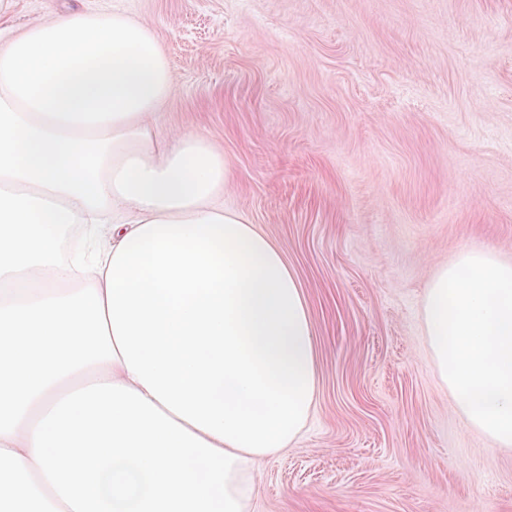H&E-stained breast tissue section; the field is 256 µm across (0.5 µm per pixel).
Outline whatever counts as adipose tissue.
<instances>
[{
    "instance_id": "adipose-tissue-1",
    "label": "adipose tissue",
    "mask_w": 512,
    "mask_h": 512,
    "mask_svg": "<svg viewBox=\"0 0 512 512\" xmlns=\"http://www.w3.org/2000/svg\"><path fill=\"white\" fill-rule=\"evenodd\" d=\"M171 90L143 19L0 33V512H252L314 406L304 286Z\"/></svg>"
}]
</instances>
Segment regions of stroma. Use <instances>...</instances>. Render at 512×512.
<instances>
[{"mask_svg": "<svg viewBox=\"0 0 512 512\" xmlns=\"http://www.w3.org/2000/svg\"><path fill=\"white\" fill-rule=\"evenodd\" d=\"M149 20L173 89L159 137L227 158L220 199L281 247L316 325L299 439L253 512H512L433 372L425 284L466 249L512 261V0H14Z\"/></svg>", "mask_w": 512, "mask_h": 512, "instance_id": "stroma-1", "label": "stroma"}]
</instances>
